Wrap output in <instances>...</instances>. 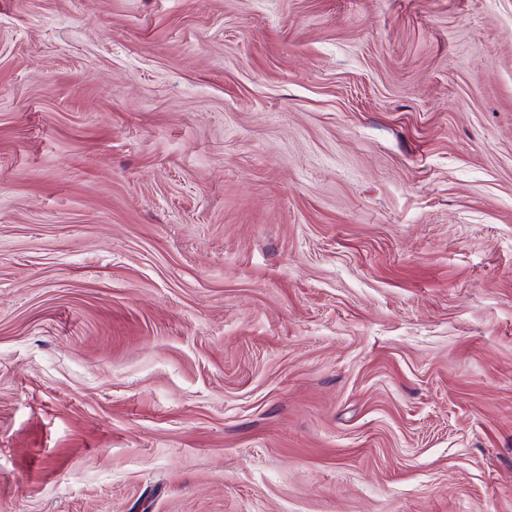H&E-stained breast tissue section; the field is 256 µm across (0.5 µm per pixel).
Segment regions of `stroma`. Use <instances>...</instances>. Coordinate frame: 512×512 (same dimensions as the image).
Segmentation results:
<instances>
[{
	"label": "stroma",
	"instance_id": "stroma-1",
	"mask_svg": "<svg viewBox=\"0 0 512 512\" xmlns=\"http://www.w3.org/2000/svg\"><path fill=\"white\" fill-rule=\"evenodd\" d=\"M0 512H512V0H0Z\"/></svg>",
	"mask_w": 512,
	"mask_h": 512
}]
</instances>
